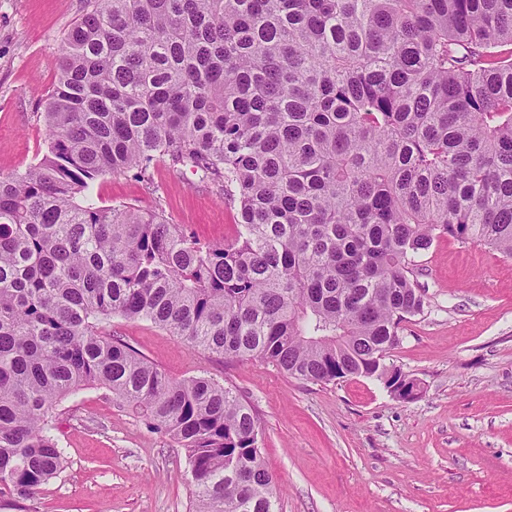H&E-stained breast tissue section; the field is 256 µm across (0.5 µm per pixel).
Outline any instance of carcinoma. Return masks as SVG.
<instances>
[{
  "instance_id": "cac0c4a2",
  "label": "carcinoma",
  "mask_w": 512,
  "mask_h": 512,
  "mask_svg": "<svg viewBox=\"0 0 512 512\" xmlns=\"http://www.w3.org/2000/svg\"><path fill=\"white\" fill-rule=\"evenodd\" d=\"M53 58L47 153L0 177V497L57 476L49 413L94 385L185 449L192 512H275L251 406L101 323L392 387L415 259L512 257V0H89ZM159 162L222 183L232 242L87 195Z\"/></svg>"
}]
</instances>
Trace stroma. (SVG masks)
I'll return each mask as SVG.
<instances>
[{
  "label": "stroma",
  "mask_w": 512,
  "mask_h": 512,
  "mask_svg": "<svg viewBox=\"0 0 512 512\" xmlns=\"http://www.w3.org/2000/svg\"><path fill=\"white\" fill-rule=\"evenodd\" d=\"M84 8L0 0V176L44 153L52 54ZM91 196L162 213L202 243L236 237L237 205L219 185L162 163L152 183L107 174ZM417 280L424 311L403 323L385 359L419 382L410 401L374 378L316 384L227 360L144 320L115 317L106 331L172 377L213 378L253 407L276 512H512V258L444 236L420 256ZM54 415L64 468L28 512H190L184 449L108 390H80Z\"/></svg>",
  "instance_id": "stroma-1"
}]
</instances>
